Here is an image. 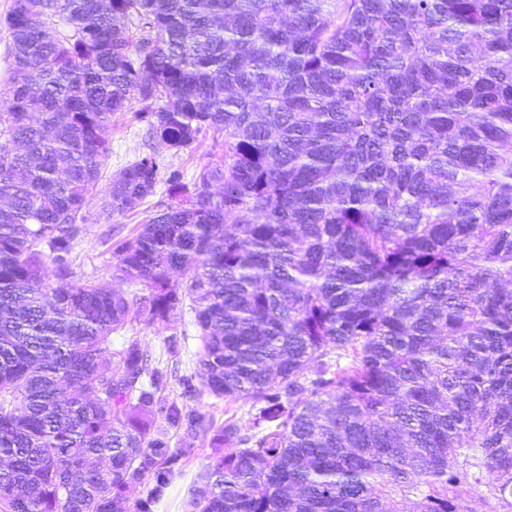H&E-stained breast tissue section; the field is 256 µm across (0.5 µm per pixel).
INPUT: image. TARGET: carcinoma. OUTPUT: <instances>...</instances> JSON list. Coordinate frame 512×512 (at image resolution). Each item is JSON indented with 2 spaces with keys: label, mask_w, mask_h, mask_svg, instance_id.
<instances>
[{
  "label": "carcinoma",
  "mask_w": 512,
  "mask_h": 512,
  "mask_svg": "<svg viewBox=\"0 0 512 512\" xmlns=\"http://www.w3.org/2000/svg\"><path fill=\"white\" fill-rule=\"evenodd\" d=\"M4 25L0 512H154L191 452L170 430L234 446L184 512H512V0H13ZM134 100L168 150L224 138L189 184L155 153L111 179L109 218L167 185L110 242L136 308L69 283ZM186 309L195 371L174 336L112 347ZM10 41L9 32L3 25L0 26V99L2 97V101H6L8 98V77L11 62L9 56ZM177 336L181 342V369L187 373L194 371L196 366V352L198 350L197 329L194 325L192 313L185 312L176 314L171 319L167 329H159L157 326L148 325L145 322H134L126 329L113 334L114 347L129 340H137L145 349H147L153 358H166L164 353V341L166 336ZM185 336V343L182 340ZM200 405L203 411L209 414L215 426H220L224 423V419L234 415L238 420L239 425L243 428L248 427L250 423L249 411L251 408V401L245 399H238L229 401L226 399H217L208 394H204L201 398ZM194 402L193 404H197Z\"/></svg>",
  "instance_id": "cac0c4a2"
}]
</instances>
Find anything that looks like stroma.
I'll list each match as a JSON object with an SVG mask.
<instances>
[{
  "label": "stroma",
  "instance_id": "obj_1",
  "mask_svg": "<svg viewBox=\"0 0 512 512\" xmlns=\"http://www.w3.org/2000/svg\"><path fill=\"white\" fill-rule=\"evenodd\" d=\"M222 137L207 132L200 135L198 141L190 148L175 152L167 150L152 140L146 127L134 117L133 111L117 113L112 121V155L104 167L97 190L106 193L112 176L124 166L145 153L159 155L164 170H178L184 181H192L200 169L207 164L213 155L221 153ZM98 198L89 202L86 207L88 220L85 230L78 240L75 250L73 280L75 283L94 282L110 288L122 290L128 299H136L138 292L134 286L112 278V255L109 251V238L124 236L143 224L152 211L155 200L146 198L134 211L123 215L106 216ZM183 338L181 349V368L193 372L196 366L198 350L197 329L192 313L174 315L167 329L135 322L126 329L114 333V345L127 341H138L153 357L164 354L166 336ZM172 445L176 448L189 449L190 454L182 468V474L174 482L170 494L157 508V512H182V499L188 488L196 482L198 472L205 466L214 453L209 444L208 436L197 434L188 436L182 433L173 435Z\"/></svg>",
  "mask_w": 512,
  "mask_h": 512
}]
</instances>
